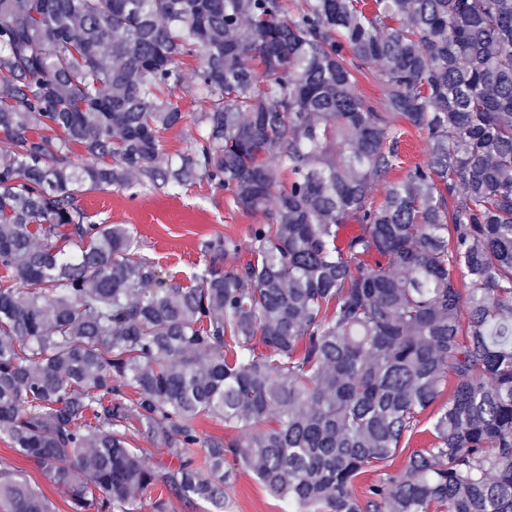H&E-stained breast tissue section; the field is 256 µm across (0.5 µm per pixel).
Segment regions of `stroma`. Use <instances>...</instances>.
Returning a JSON list of instances; mask_svg holds the SVG:
<instances>
[{
  "label": "stroma",
  "mask_w": 512,
  "mask_h": 512,
  "mask_svg": "<svg viewBox=\"0 0 512 512\" xmlns=\"http://www.w3.org/2000/svg\"><path fill=\"white\" fill-rule=\"evenodd\" d=\"M89 214L128 224L142 240L141 254L159 263L182 282H189L205 261V240L229 236L246 241L251 225L265 221L260 210L238 207L231 194L207 179L188 186L155 191L137 185L108 187L80 198ZM0 466L23 471L31 485L52 503L54 512H68L66 499L33 462L18 456L8 441L0 439ZM285 506L270 496L248 470H239L227 490L224 512H284Z\"/></svg>",
  "instance_id": "obj_1"
}]
</instances>
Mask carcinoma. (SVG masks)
Returning <instances> with one entry per match:
<instances>
[{"label":"carcinoma","mask_w":512,"mask_h":512,"mask_svg":"<svg viewBox=\"0 0 512 512\" xmlns=\"http://www.w3.org/2000/svg\"><path fill=\"white\" fill-rule=\"evenodd\" d=\"M0 134V438L70 512H224L240 468L296 512H512V0H0ZM134 174L275 207L185 285L79 204ZM0 507L53 512L7 469ZM198 66V60H189L183 65L185 70L183 86L172 97L173 102L186 113L200 112L201 108H204L194 87L193 71ZM197 137V131L192 122L176 126L164 134L165 154L161 163L176 162L180 156L187 152L192 140ZM405 147V165L423 164L427 161L425 135L422 132L409 129ZM135 445L141 448L144 462L150 466L176 463V460L166 452V448L146 436H137Z\"/></svg>","instance_id":"carcinoma-1"}]
</instances>
